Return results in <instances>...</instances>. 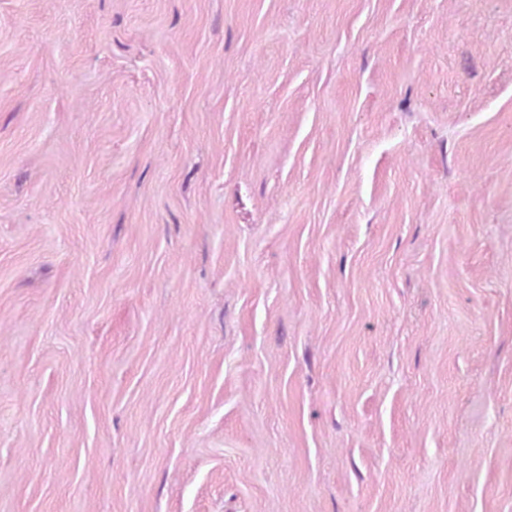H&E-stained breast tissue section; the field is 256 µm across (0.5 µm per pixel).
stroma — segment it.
<instances>
[{"label": "stroma", "mask_w": 512, "mask_h": 512, "mask_svg": "<svg viewBox=\"0 0 512 512\" xmlns=\"http://www.w3.org/2000/svg\"><path fill=\"white\" fill-rule=\"evenodd\" d=\"M0 512H512V0H0Z\"/></svg>", "instance_id": "stroma-1"}]
</instances>
